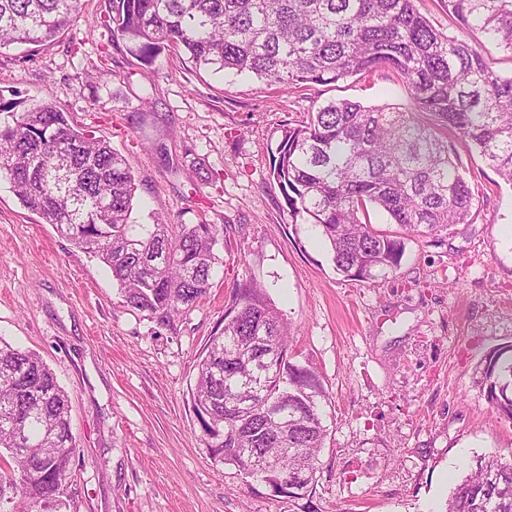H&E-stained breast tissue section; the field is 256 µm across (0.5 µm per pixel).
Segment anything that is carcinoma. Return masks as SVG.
Instances as JSON below:
<instances>
[{
  "label": "carcinoma",
  "mask_w": 512,
  "mask_h": 512,
  "mask_svg": "<svg viewBox=\"0 0 512 512\" xmlns=\"http://www.w3.org/2000/svg\"><path fill=\"white\" fill-rule=\"evenodd\" d=\"M81 0H0V51L55 41ZM104 23L144 65L167 47L195 67L248 73L285 90L379 68L408 87L414 111L335 100L307 122L281 128L270 175L291 223L319 229L335 270L376 281L396 272L405 237L436 235L474 220L476 195L448 136L470 143L512 185V76L466 40L435 29L416 0H105ZM448 12L512 54V0H445ZM0 182L79 250L109 270L123 303L162 323L207 295L222 263L219 224H134L136 179L105 140L45 103L0 121ZM386 213L401 231L362 221ZM291 323L261 284L234 283L224 324L197 363L191 403L214 459L274 482L298 470L316 481L328 394L295 360ZM277 356L256 393L243 382L255 360ZM473 386L512 420V344L477 365ZM252 396L246 409L228 401ZM70 396L36 353L0 339V512H62L74 458ZM275 469L262 470L259 458ZM445 512H512V458L477 460Z\"/></svg>",
  "instance_id": "1"
}]
</instances>
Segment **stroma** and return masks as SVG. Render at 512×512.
<instances>
[{
  "label": "stroma",
  "mask_w": 512,
  "mask_h": 512,
  "mask_svg": "<svg viewBox=\"0 0 512 512\" xmlns=\"http://www.w3.org/2000/svg\"><path fill=\"white\" fill-rule=\"evenodd\" d=\"M416 6L512 75V55L460 27L442 0ZM104 8L82 0L55 42L0 52V110L49 102L68 113L141 179L135 223L160 214L223 225V264L197 306L160 324L124 305L97 259L0 185V339L39 354L70 396L65 512H443L476 457L512 454V421L471 379L512 342V186L456 142L482 200L473 223L407 238L386 279L344 278L312 225L292 227L271 148L282 125L332 100L411 111L401 80L381 69L286 93L168 49L147 67L113 45ZM250 278L291 321L297 361L329 394L316 482L302 499L272 496L215 461L191 407L205 342L233 284Z\"/></svg>",
  "instance_id": "35a3bbf8"
}]
</instances>
